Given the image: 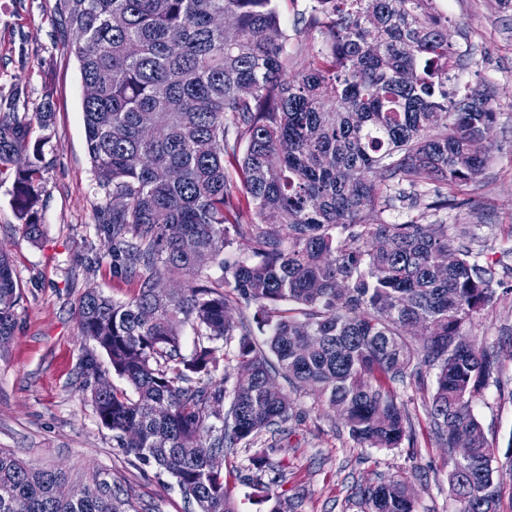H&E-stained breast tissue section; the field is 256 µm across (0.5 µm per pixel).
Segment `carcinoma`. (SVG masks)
Wrapping results in <instances>:
<instances>
[{"label": "carcinoma", "mask_w": 512, "mask_h": 512, "mask_svg": "<svg viewBox=\"0 0 512 512\" xmlns=\"http://www.w3.org/2000/svg\"><path fill=\"white\" fill-rule=\"evenodd\" d=\"M433 2L312 0L305 25L322 41L290 76L275 0H57L82 82L98 89L82 103L97 182L125 202L102 208L98 230L112 266L136 283L127 302L93 288L79 300L80 335L133 391L97 386L94 409L197 512H237L203 449L222 454L283 433L292 403L271 389L278 379L339 412L362 447L397 448L413 432L394 384L430 372L433 433L448 449L459 433L471 442L468 459L448 454L456 512H495L497 458L472 403L500 385L501 365L468 330L495 294L494 271L457 241L461 229L383 218L387 181L441 182L450 195L435 206L445 207L488 160L470 141L487 139L491 96L480 106L448 99V31ZM218 12L234 26L216 28ZM52 116L48 106L0 113V174L13 172L12 205L31 238L47 143L31 132L49 129ZM236 179L241 197L230 191ZM240 241L247 257L225 259ZM449 250L456 260L444 270ZM167 271L186 284L160 295ZM226 287L239 307L255 308L252 319L232 315ZM19 302L0 253V349ZM414 322L422 335H408ZM221 345L234 347L235 367L191 385V375L216 370ZM271 469L267 454L249 458L257 483ZM33 470L0 450V512H126L106 479L63 496L64 471L42 469L34 481ZM361 495L367 512H416L402 478Z\"/></svg>", "instance_id": "carcinoma-1"}]
</instances>
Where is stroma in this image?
<instances>
[{
  "instance_id": "35a3bbf8",
  "label": "stroma",
  "mask_w": 512,
  "mask_h": 512,
  "mask_svg": "<svg viewBox=\"0 0 512 512\" xmlns=\"http://www.w3.org/2000/svg\"><path fill=\"white\" fill-rule=\"evenodd\" d=\"M288 32L290 72L305 65L304 44L315 34L301 20L310 0H275ZM448 27L456 62L449 97L491 95L496 114L486 166L464 187L468 205L434 210L407 183L391 184L384 218L465 228L479 264L495 271L494 299L476 315L470 334L497 352L502 387L473 404L488 443L503 460L512 453V0H447L438 12ZM57 0H0V113H34L51 105L50 139L43 148L39 222L29 239L11 205L13 178L0 176V251L9 255L22 298L15 332L0 352V448L41 469L66 471L71 482L103 477L121 485L128 512H193L174 479L127 456L97 417L91 392L98 380L125 383L108 357L79 334L78 304L94 288L117 301L135 294L116 273L108 243L96 231L107 196L96 183L83 120L79 65ZM434 375L398 385L415 429L414 442L364 448L335 410L311 395H293L280 450L270 453L282 481L261 491L242 482L253 448L225 450L227 486L238 512H272L277 500L295 512H366L359 489L405 477L417 512H455L448 492V451L429 433L427 406Z\"/></svg>"
}]
</instances>
